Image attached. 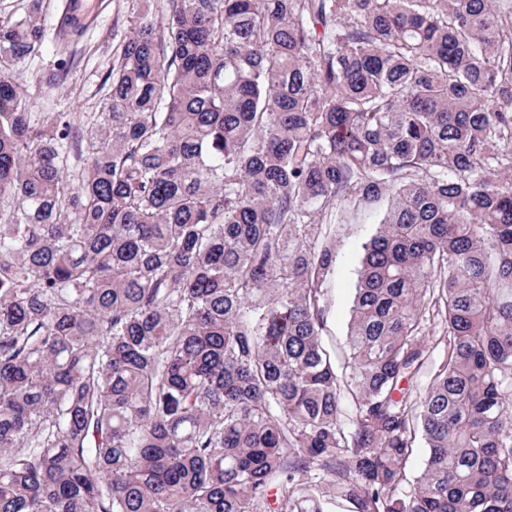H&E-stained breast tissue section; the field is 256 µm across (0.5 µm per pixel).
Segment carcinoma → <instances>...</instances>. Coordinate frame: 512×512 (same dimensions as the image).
<instances>
[{
    "label": "carcinoma",
    "mask_w": 512,
    "mask_h": 512,
    "mask_svg": "<svg viewBox=\"0 0 512 512\" xmlns=\"http://www.w3.org/2000/svg\"><path fill=\"white\" fill-rule=\"evenodd\" d=\"M140 2L65 124L0 18V512H512V8ZM382 197L341 372L323 218Z\"/></svg>",
    "instance_id": "1"
}]
</instances>
